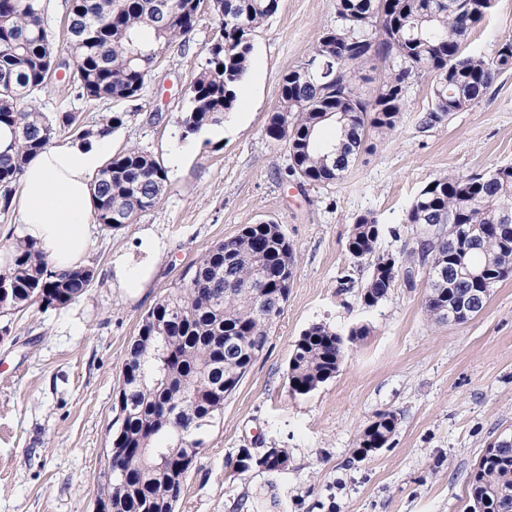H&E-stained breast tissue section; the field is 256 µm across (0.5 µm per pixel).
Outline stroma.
<instances>
[{
	"label": "stroma",
	"instance_id": "stroma-1",
	"mask_svg": "<svg viewBox=\"0 0 512 512\" xmlns=\"http://www.w3.org/2000/svg\"><path fill=\"white\" fill-rule=\"evenodd\" d=\"M336 20V0H280L251 38L235 111L188 138L177 118L216 35L208 13L189 48L173 49L156 71L149 98L84 102L58 81L41 93L42 111L76 112L86 125L124 112L113 152L148 151L168 181L136 223L99 228L82 297L0 317V512H98L109 427L143 316L216 242L264 220L281 224L294 248L293 284L265 351L207 429L179 512H471L470 472L491 441L512 433V279L463 324L427 318L422 273L367 309L360 292L370 268L351 263L346 242L355 217L370 211L383 226L378 252H400L413 237L406 212L428 182L512 165V69L478 104L426 131L418 123L432 78H417L393 132L369 133L335 183L309 185L286 177L288 151L264 128L282 76ZM508 37L512 0H495L465 50L489 58ZM133 272L144 275L141 287H128ZM315 322L368 334L336 377L295 397L290 352ZM383 411L398 418L391 445L359 458L360 435ZM243 448H285L292 463L281 474L237 475Z\"/></svg>",
	"mask_w": 512,
	"mask_h": 512
}]
</instances>
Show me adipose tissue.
<instances>
[{
  "instance_id": "adipose-tissue-1",
  "label": "adipose tissue",
  "mask_w": 512,
  "mask_h": 512,
  "mask_svg": "<svg viewBox=\"0 0 512 512\" xmlns=\"http://www.w3.org/2000/svg\"><path fill=\"white\" fill-rule=\"evenodd\" d=\"M110 137L90 143H54L26 165L11 204L22 238L34 242L51 270L62 272L84 260L97 229L94 186L110 150Z\"/></svg>"
}]
</instances>
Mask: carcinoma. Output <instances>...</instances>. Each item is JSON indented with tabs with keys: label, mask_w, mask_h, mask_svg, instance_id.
Instances as JSON below:
<instances>
[{
	"label": "carcinoma",
	"mask_w": 512,
	"mask_h": 512,
	"mask_svg": "<svg viewBox=\"0 0 512 512\" xmlns=\"http://www.w3.org/2000/svg\"><path fill=\"white\" fill-rule=\"evenodd\" d=\"M218 21L224 38L206 48L205 64L187 90L188 106L179 119L186 139L224 123L238 105L252 50L250 35L278 10L279 0H68L77 28L68 29V56L56 55L53 31L42 0H0V126L13 130L17 146L0 153V206L8 210L28 160L50 145L61 130L88 143L113 133L125 114L114 112L96 128L81 124L76 112L49 115L38 94L56 77L87 101H126L146 96L155 70L175 48L191 42L202 2ZM493 7V0H336L338 25L323 32L310 55L319 59L313 78L300 64L282 78L276 107L264 129L274 144L287 146L288 174L302 182L340 179L357 157L370 131H393L405 109V90L420 74L434 75L431 104L420 119L423 129L444 122L483 99L499 75L512 68V38L494 56L464 52L469 32ZM391 60L382 93L365 98L355 83L356 69L373 58ZM332 122L335 135L319 133ZM424 186L409 207L405 223L415 226L413 245L399 254L378 253L383 227L367 212L357 216L346 249L351 262L370 265L360 298L366 308L387 299L399 276L413 281L419 268L461 263L480 276L448 284L429 282L424 309L435 320L448 319V305L483 294L512 278V165L486 174H450ZM167 187V172L151 154L131 147L113 156L95 183L94 221L109 229L112 212L133 224L155 207ZM480 224L483 235L464 236L465 225ZM13 261L0 272V313L32 302L64 308L91 286L93 269L53 272L34 244L17 240ZM293 247L272 220L246 224L237 236L214 244L187 272L179 286L162 296L143 317L124 366L117 397L118 423L105 499L112 512H175L184 481L200 454L202 434L224 410L265 351L270 330L281 315L293 283ZM367 335L348 336L313 323L295 341L288 361V389L305 396L336 376L350 344ZM398 419L380 412L357 442L366 457L390 445ZM286 448L254 454L240 449L234 470L288 471ZM470 498L480 512H512V444L491 442L470 476Z\"/></svg>",
	"instance_id": "carcinoma-1"
}]
</instances>
